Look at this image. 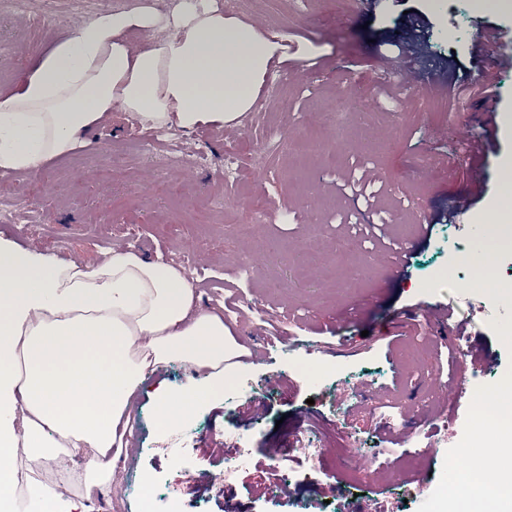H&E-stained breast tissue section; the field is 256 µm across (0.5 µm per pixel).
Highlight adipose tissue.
I'll list each match as a JSON object with an SVG mask.
<instances>
[{"label": "adipose tissue", "instance_id": "obj_1", "mask_svg": "<svg viewBox=\"0 0 512 512\" xmlns=\"http://www.w3.org/2000/svg\"><path fill=\"white\" fill-rule=\"evenodd\" d=\"M283 51L208 0H184L168 19L144 5L105 11L0 88V172L37 173L116 111L159 130L223 128L250 109ZM174 360L201 377L179 392L150 389L165 426L242 365L223 312L201 305L181 266L119 246L92 264L62 260L0 234V492L21 461L89 448L75 486L49 492L56 512H83L112 484L148 374Z\"/></svg>", "mask_w": 512, "mask_h": 512}]
</instances>
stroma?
Masks as SVG:
<instances>
[{"mask_svg": "<svg viewBox=\"0 0 512 512\" xmlns=\"http://www.w3.org/2000/svg\"><path fill=\"white\" fill-rule=\"evenodd\" d=\"M116 0L80 8L57 0L54 21L39 0H0V87L51 44ZM236 17L270 34H288L292 81L270 102L267 120L242 115L221 129L180 131L185 153L206 148L210 164L173 165L163 147L138 148L127 113L89 131L85 148L48 162L34 175L0 182V197L32 212L30 222L0 233L60 259L96 262L115 246L151 259H190L207 307L215 292L235 303L227 317L249 353L247 389L219 393L187 423L162 427L150 397L134 411L130 450L107 497L87 512H142L144 490L176 493L181 512H416L426 487L448 465L436 438L445 419L432 410L426 384L441 352L465 336L478 360L464 359L473 383L512 381V335H504L494 293L475 285L465 235L503 194L502 167L512 158V68L474 49L482 25L512 44V14L471 12L468 0H245ZM498 121L475 182L469 141L451 131L480 132L487 106ZM316 138L321 151L300 164L289 143ZM236 150L250 179L223 176ZM374 172L389 224L379 212L356 221L338 186ZM382 209V210H383ZM430 227L416 241L418 225ZM452 308L460 335L428 324L423 311ZM301 334L312 362L343 365L347 378L308 386L288 370V352L270 336ZM432 340L421 374L394 419L374 413L375 395L393 390L410 365L412 339ZM360 383L351 391V383ZM250 440L252 462L231 484L220 449L232 435ZM320 448L325 467L311 472L300 439ZM355 442L363 460L357 485L336 447ZM342 483L340 492L329 485Z\"/></svg>", "mask_w": 512, "mask_h": 512, "instance_id": "35a3bbf8", "label": "stroma"}]
</instances>
